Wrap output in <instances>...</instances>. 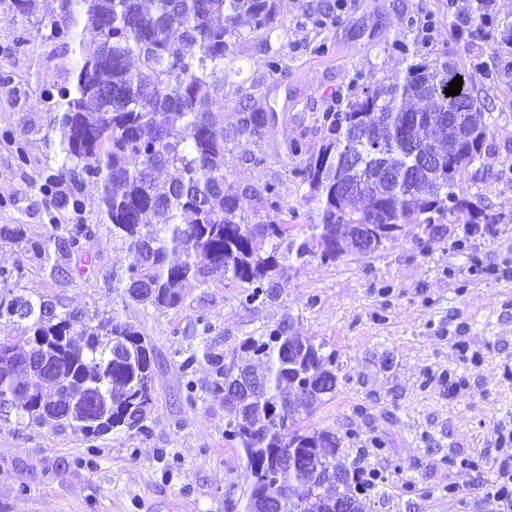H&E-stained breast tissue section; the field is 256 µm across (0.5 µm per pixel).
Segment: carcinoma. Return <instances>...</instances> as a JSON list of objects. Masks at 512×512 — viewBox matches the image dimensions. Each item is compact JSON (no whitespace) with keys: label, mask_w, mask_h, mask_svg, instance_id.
<instances>
[{"label":"carcinoma","mask_w":512,"mask_h":512,"mask_svg":"<svg viewBox=\"0 0 512 512\" xmlns=\"http://www.w3.org/2000/svg\"><path fill=\"white\" fill-rule=\"evenodd\" d=\"M276 2L150 0L146 8L143 0H59L51 37L64 45L74 41L84 16L83 35L94 50L76 61L69 83L41 90L51 102L47 133L55 135L49 142L57 157L39 186L43 231L28 236L19 224L3 227L47 278L83 275L97 259L91 243L104 234L127 251L124 274L112 279L122 302L179 311L189 285L221 282L237 289L240 306L250 308L280 296L286 264L310 258L335 264L350 251L362 252L347 224H364L382 240L413 224L426 249L439 239L437 225L459 203L457 177L481 163L491 125L472 75L446 56H430L439 23L434 17L408 18L409 38L391 44L412 59L402 79L384 84L350 75L315 118L322 148L290 173L308 188L304 201L316 205L317 222L309 229L318 250L290 233L276 179L257 193L258 219L239 211L224 170V109L210 88L227 77L224 60L243 37L240 20L248 18L250 32L267 36L277 28ZM346 8L347 0L308 7L305 24L325 29ZM448 31L475 51L472 69L483 83L496 84L502 67L512 66V24L495 14L492 0H475L466 21ZM187 46L197 52L187 54ZM285 67V54L274 51L262 80L251 87L276 82ZM457 76L460 94L446 95ZM249 98L244 94L237 105L235 132L261 140L266 113L248 108ZM450 112L460 114L454 128L448 127ZM26 133L3 132L20 167L29 163L18 141ZM427 152L441 163L423 168ZM160 167L178 176L161 185L155 178ZM87 183L100 188L94 213L82 198ZM360 198L366 205L356 209ZM23 276L20 265L0 266V324L20 329L0 339V402L23 397L0 421L89 437L148 433L156 393L149 338L114 309L90 314L21 288ZM190 330L201 341L179 363L184 399L196 403L193 375L206 365L204 393L224 407V441L241 450L252 475L241 512H255L266 490L276 494L278 512H363V499L375 489L364 465L358 459L350 471L336 466L345 440L355 435L300 426L336 390V351L283 321L228 350L211 339L215 327L204 315L191 320ZM33 348L47 359L29 375L18 364ZM242 353L250 362H242ZM240 367L258 382L236 396L228 387ZM26 383L33 393L20 390Z\"/></svg>","instance_id":"1"}]
</instances>
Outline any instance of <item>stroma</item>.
<instances>
[{
    "instance_id": "stroma-1",
    "label": "stroma",
    "mask_w": 512,
    "mask_h": 512,
    "mask_svg": "<svg viewBox=\"0 0 512 512\" xmlns=\"http://www.w3.org/2000/svg\"><path fill=\"white\" fill-rule=\"evenodd\" d=\"M309 0H278V27L270 37L245 34L224 86V162L245 216H253L254 194L279 180L285 207L297 209L292 233L308 235L303 186L290 175L285 147L300 132L309 152L322 136L314 119L344 77L362 72L389 83L407 63L386 45L406 32L407 16L437 18L429 50L469 68L470 55L448 34L446 16H467L470 0H351L336 27L327 31L334 52H306L316 34L303 26ZM58 0H38L28 19L0 5V130L26 126L30 163L18 167L12 146L0 141V225L20 224L27 233L42 223L38 186L54 152L43 136L48 107L37 90L63 83L74 64V48L49 36ZM27 46L17 47L18 37ZM284 49L287 69L277 85L248 99L250 108L276 111L277 120L260 142L234 134L233 112L243 99V80L261 78L269 52ZM492 116L489 149L477 175H465L457 194L464 206L442 226L444 241L430 251L413 242L414 225L384 240L370 254L348 253L333 265L310 260L286 272L281 297L248 309L234 289H191L179 311L158 312L122 304L109 278L126 264L125 248L109 240L92 247L95 270L72 280L43 278L23 259L11 237L0 235V265L24 261L22 286L51 295L67 308L120 309L140 325L155 349L154 407L149 435L113 432L94 438L77 431L26 429L0 424V512H149L166 503L172 512H233L252 477L240 449L224 442V410L197 400L187 405L179 370L181 351L196 346L189 323L204 313L222 347L293 316V329L335 349L342 369L334 393L326 395L309 425L356 433L367 464L385 482L381 495L366 499L364 512H493L482 490L493 479L499 434L512 432V177L501 175L512 161V75L494 86L474 80ZM266 156L264 165L248 163ZM481 199L496 217L487 233L466 236L470 207ZM465 342L467 354L456 344ZM380 439L383 449L373 448Z\"/></svg>"
}]
</instances>
